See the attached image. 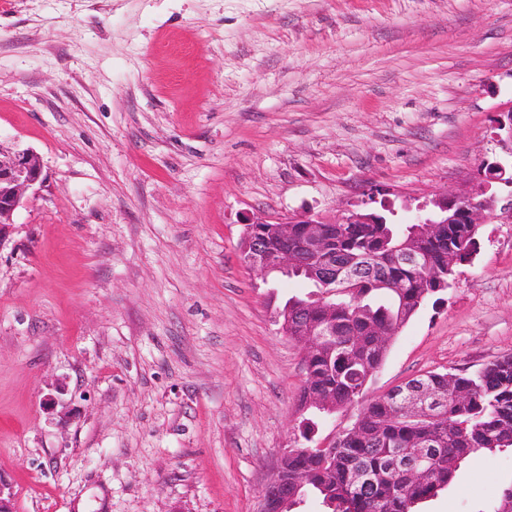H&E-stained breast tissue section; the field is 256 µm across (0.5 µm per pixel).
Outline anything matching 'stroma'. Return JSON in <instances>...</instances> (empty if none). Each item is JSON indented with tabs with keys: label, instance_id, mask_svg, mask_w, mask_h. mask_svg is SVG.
<instances>
[{
	"label": "stroma",
	"instance_id": "1",
	"mask_svg": "<svg viewBox=\"0 0 512 512\" xmlns=\"http://www.w3.org/2000/svg\"><path fill=\"white\" fill-rule=\"evenodd\" d=\"M512 108V0H0V148L44 181L0 244V487L15 512H257L301 444L308 293L241 263L246 217L410 222ZM512 354V221L368 387ZM56 403H47L48 395ZM512 452L417 512H497Z\"/></svg>",
	"mask_w": 512,
	"mask_h": 512
}]
</instances>
